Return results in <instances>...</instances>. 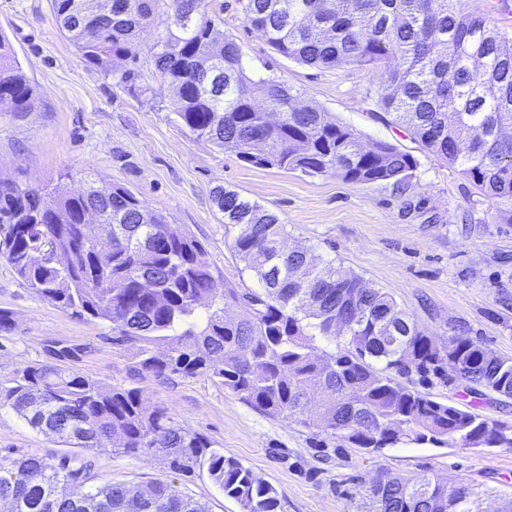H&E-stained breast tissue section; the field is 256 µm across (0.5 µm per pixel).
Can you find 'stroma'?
<instances>
[{"label": "stroma", "mask_w": 512, "mask_h": 512, "mask_svg": "<svg viewBox=\"0 0 512 512\" xmlns=\"http://www.w3.org/2000/svg\"><path fill=\"white\" fill-rule=\"evenodd\" d=\"M218 29L242 47L251 75L286 81L299 102L329 113L367 141H387L417 166L405 190L335 177L256 167L236 153L196 138L177 117L172 96L153 75L149 48L164 26L135 50L136 71L150 85L135 98L111 68L88 65L60 31L52 0H0V32L37 88L31 112H0V174L32 186L71 171L69 191L93 173L100 189L121 185L202 245L204 260L238 287L257 280L231 247L212 190L224 186L276 212L288 246H309L327 260L390 293L426 334L472 338L512 357V224L495 220L496 204L389 119L376 117L373 74L348 65L315 68L275 53L247 23L237 0H212ZM0 307L15 327L0 332V380L45 360V345L86 347L73 367L108 386L136 387L147 404L166 408L186 431L203 435L225 457L275 486L281 512H376L377 477L421 475L464 481L480 494L512 499V449L410 442L369 452L324 443L317 429L272 417L222 386L197 378L159 380L139 373L128 353L113 349L103 322L78 321L39 298L0 264ZM70 455L93 465L94 485L163 480L205 501L210 512H241L207 473L178 475L141 455L67 448L0 410V455Z\"/></svg>", "instance_id": "obj_1"}]
</instances>
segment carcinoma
Wrapping results in <instances>:
<instances>
[{
  "instance_id": "1",
  "label": "carcinoma",
  "mask_w": 512,
  "mask_h": 512,
  "mask_svg": "<svg viewBox=\"0 0 512 512\" xmlns=\"http://www.w3.org/2000/svg\"><path fill=\"white\" fill-rule=\"evenodd\" d=\"M246 22L277 54L301 64L372 68L374 105L481 194L512 224V35L489 27L469 0H237ZM60 30L83 59L112 66L116 85L141 96L135 58L141 34L166 14L151 47L154 76L173 95L182 124L240 161L346 182L408 185L414 157L310 106L285 81L250 76L241 45L211 32L210 0H53ZM11 116L32 111L35 89L0 36V98ZM68 171L41 187L0 178V261L43 300L85 322H108L112 347L135 369L164 379L205 377L253 408L366 449L447 441L512 448V424L435 400L426 388L461 381L479 399L512 396V358L457 337L448 350L388 293L323 261L307 247L282 257L278 214L218 186L212 200L233 231L232 248L259 282L215 288L199 241L125 186L107 193L87 179L68 191ZM112 232L96 239L86 212ZM243 309L236 319L231 307ZM349 324L336 335V318ZM48 359L0 383V410L70 448L159 457L179 473L204 470L242 512H278L277 489L140 389L105 386L73 370L82 348L54 341ZM404 377L403 384L398 378ZM351 427L347 438L337 429ZM90 464L0 455V512H209L171 483L89 486ZM420 476L378 480L377 512H477V492Z\"/></svg>"
}]
</instances>
